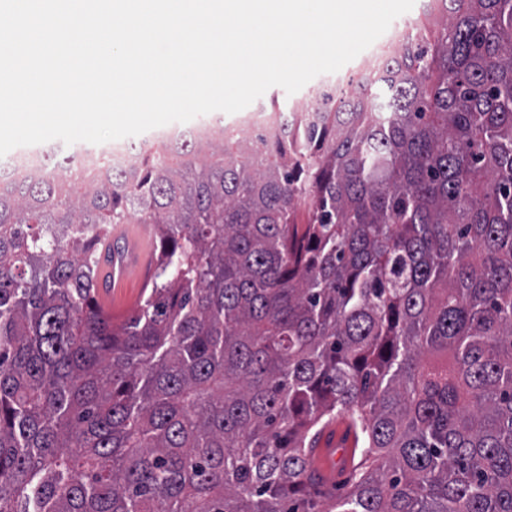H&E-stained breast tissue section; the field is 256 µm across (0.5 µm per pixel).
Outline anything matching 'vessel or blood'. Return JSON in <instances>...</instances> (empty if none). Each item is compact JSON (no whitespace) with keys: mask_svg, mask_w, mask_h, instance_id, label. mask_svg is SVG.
<instances>
[{"mask_svg":"<svg viewBox=\"0 0 512 512\" xmlns=\"http://www.w3.org/2000/svg\"><path fill=\"white\" fill-rule=\"evenodd\" d=\"M119 231L132 242L134 252L129 260L118 263L112 261L110 257L111 242H104L102 248L104 257L99 265L98 290L95 297L98 307L115 319L120 317L121 311L119 304L112 299L113 282L130 275L137 276L140 282H148L154 267L153 245L146 238L142 226L123 224L120 225ZM351 443V434L347 433L346 429H337L332 446L323 445L316 448L310 458L312 467L320 471L328 482H335L339 473L338 460L349 461L354 457Z\"/></svg>","mask_w":512,"mask_h":512,"instance_id":"vessel-or-blood-1","label":"vessel or blood"}]
</instances>
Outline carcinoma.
Listing matches in <instances>:
<instances>
[{
  "mask_svg": "<svg viewBox=\"0 0 512 512\" xmlns=\"http://www.w3.org/2000/svg\"><path fill=\"white\" fill-rule=\"evenodd\" d=\"M416 24L271 136L0 180V512H512V0ZM132 222L159 252L115 321ZM338 415L361 458L320 510ZM118 232L124 234L132 242L134 253L128 261H120L118 264H116V259L112 261L114 240L112 233L110 234L102 248V261L99 265L97 280L98 290L95 297L98 307L114 319H118L121 315L119 304L112 301V283L115 279L135 275L143 287L153 273L154 267L153 245L146 238L142 226L123 224L120 225ZM109 254L110 257L107 258Z\"/></svg>",
  "mask_w": 512,
  "mask_h": 512,
  "instance_id": "cac0c4a2",
  "label": "carcinoma"
}]
</instances>
